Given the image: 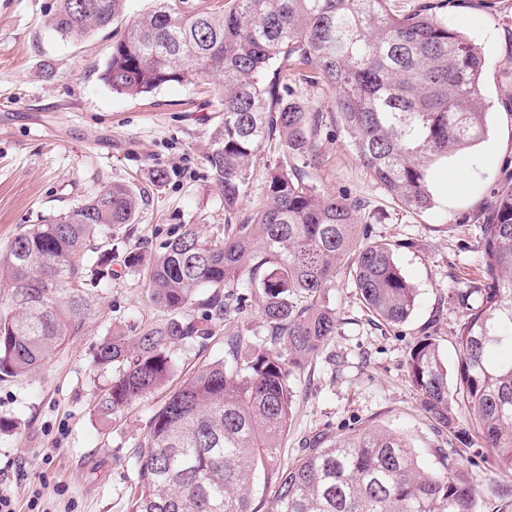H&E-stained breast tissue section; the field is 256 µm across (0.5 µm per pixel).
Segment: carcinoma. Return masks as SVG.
<instances>
[{"instance_id": "1", "label": "carcinoma", "mask_w": 512, "mask_h": 512, "mask_svg": "<svg viewBox=\"0 0 512 512\" xmlns=\"http://www.w3.org/2000/svg\"><path fill=\"white\" fill-rule=\"evenodd\" d=\"M120 0H59L47 27L81 40L111 27ZM388 0H225L221 12L185 15L155 0L112 43L102 79L118 94H148L171 83L217 84L224 117L205 161L224 198V232L190 225L147 268L161 323L97 348L110 374L95 412L108 423L170 380V348L206 328L239 322L250 288L270 342L240 334L224 358L172 390L139 443L130 512H262L255 485L275 487L272 512H476L463 458L422 469L403 435L373 426L313 440L288 465L281 439L295 397L292 377L336 336L324 296L352 261L353 282L377 320L399 326L417 289L397 265L395 244L358 241L357 203L325 194L297 168H275L267 203L231 220L264 140L279 134L290 154L313 155L317 113L261 82L274 63L303 65L335 93L336 113L361 165L412 211L435 205L430 171L485 140L480 95L484 57L462 32L424 7L393 14ZM144 191L124 182L29 224L0 251V378L22 377L63 352L92 312V291L112 265L141 266L137 250L117 253L112 233L136 223ZM481 273L453 294L461 316L454 338L456 382L439 343L419 337L407 372L422 411L464 448L477 435L512 473V184L498 191L481 225ZM211 289L201 300L199 292ZM462 406L464 419L452 414Z\"/></svg>"}]
</instances>
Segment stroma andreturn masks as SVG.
I'll return each mask as SVG.
<instances>
[{
    "instance_id": "stroma-1",
    "label": "stroma",
    "mask_w": 512,
    "mask_h": 512,
    "mask_svg": "<svg viewBox=\"0 0 512 512\" xmlns=\"http://www.w3.org/2000/svg\"><path fill=\"white\" fill-rule=\"evenodd\" d=\"M154 0H121L108 30L79 41L51 32L58 0H0V250L25 225L94 195L113 182L144 188L137 223L112 239L118 250L160 253L184 225L213 236L224 228V199L205 162L209 131L223 118L215 85L173 83L145 95L113 92L101 78L110 46ZM429 4L437 17L481 48V96L490 112L484 142L435 169L434 208L414 212L398 203L359 163L335 109L333 92L298 68L281 71L277 90L318 113L315 152L289 154L280 138L266 140L237 209L246 220L265 203L267 174L297 167L318 190L358 204L360 232L395 243V258L418 290L404 325L380 324L364 306L349 267H341L326 301L337 330L300 374L281 459L291 462L317 435L337 437L368 425L403 432L420 465L437 467L455 441L421 410L407 373L410 345L435 336L442 360L455 368L460 313L450 298L476 278L480 226L498 190L512 183V0H388L406 14ZM468 178L448 182L449 169ZM168 180L150 187L154 170ZM95 312L66 350L22 378L0 379V490L16 512H128L135 452L167 392L158 390L111 424L95 406L108 377L93 356L113 330L162 320L150 301L146 273L123 270L98 289ZM233 326L209 324L205 336L173 345L170 386L201 364L222 359ZM465 469L477 487L478 512H503L512 475L473 441Z\"/></svg>"
}]
</instances>
